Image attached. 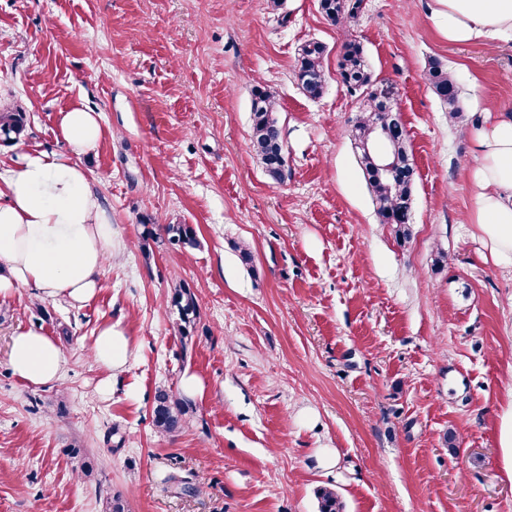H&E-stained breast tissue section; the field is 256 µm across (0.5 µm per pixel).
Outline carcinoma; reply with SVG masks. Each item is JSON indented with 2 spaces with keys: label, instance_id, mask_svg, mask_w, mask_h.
<instances>
[{
  "label": "carcinoma",
  "instance_id": "carcinoma-1",
  "mask_svg": "<svg viewBox=\"0 0 512 512\" xmlns=\"http://www.w3.org/2000/svg\"><path fill=\"white\" fill-rule=\"evenodd\" d=\"M363 0H318L322 14L332 23L346 26L355 22ZM326 46L310 40L298 49L295 79L309 98L321 97L326 89L324 60ZM337 70L344 85L358 94V111L352 119L350 137L372 196L380 223L391 227L399 241H407L412 223L415 162L410 149V137L401 110L389 108L386 90L378 86L362 44L356 39L346 41L337 58ZM424 78L432 91L448 107V117L455 118L459 110V89L456 78L439 60L429 63ZM276 92L264 86L253 89L251 103L250 143L264 173L275 182L288 178V164L282 131L275 117ZM29 119L24 112H0V142L16 144L27 134ZM381 129L389 132L383 150L397 162V173H380L372 142ZM161 230L168 242L178 248L197 246L196 231L190 224H163ZM172 306L178 319L176 329L181 336L190 335L198 318V305L187 284L174 289ZM188 409L184 401L166 389L155 395L152 419L158 433L173 435L187 423ZM320 512H343L336 492L322 489L318 493Z\"/></svg>",
  "mask_w": 512,
  "mask_h": 512
}]
</instances>
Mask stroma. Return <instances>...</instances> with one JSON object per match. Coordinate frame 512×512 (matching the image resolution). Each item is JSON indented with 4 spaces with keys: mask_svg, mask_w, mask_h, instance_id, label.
<instances>
[{
    "mask_svg": "<svg viewBox=\"0 0 512 512\" xmlns=\"http://www.w3.org/2000/svg\"><path fill=\"white\" fill-rule=\"evenodd\" d=\"M428 4L366 0L341 27L318 0H0V110L30 119L0 162L67 154L59 112L100 113L104 135L80 162L119 253L84 306L31 288L0 297V512H106L113 494L128 512H319L323 488L344 512H512V268L476 234L468 178L475 103L512 111V45L449 44ZM311 39L328 51L318 99L293 77ZM349 39L409 131L404 244L350 138L357 102L336 70ZM434 59L459 83L457 120L424 81ZM258 85L278 98L281 184L250 148ZM145 216L193 225L197 247L143 244ZM182 283L199 310L186 338L171 305ZM110 321L136 352L114 378L92 356ZM20 327L57 342L61 383L13 375ZM187 371L205 389L188 427L159 435L155 393L181 395ZM74 447L94 480L76 476Z\"/></svg>",
    "mask_w": 512,
    "mask_h": 512,
    "instance_id": "stroma-1",
    "label": "stroma"
}]
</instances>
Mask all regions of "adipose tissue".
<instances>
[{
  "mask_svg": "<svg viewBox=\"0 0 512 512\" xmlns=\"http://www.w3.org/2000/svg\"><path fill=\"white\" fill-rule=\"evenodd\" d=\"M436 21L452 44H512V0H438ZM474 130L479 159L470 172L478 235L495 262L512 268V113L485 111ZM57 132L73 156L29 150L0 166V296L37 289L41 299L80 307L91 301L112 256V221L79 155L103 130L99 114L83 104L60 112ZM92 355L118 375L133 355L121 325L97 329ZM9 360L23 382L41 386L64 374L61 351L42 332L18 328Z\"/></svg>",
  "mask_w": 512,
  "mask_h": 512,
  "instance_id": "ef3b65f1",
  "label": "adipose tissue"
}]
</instances>
